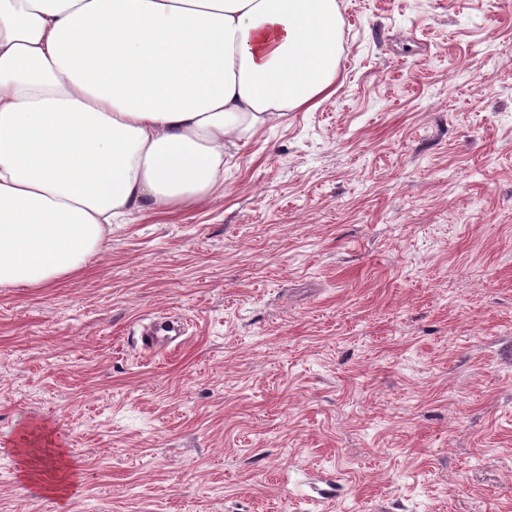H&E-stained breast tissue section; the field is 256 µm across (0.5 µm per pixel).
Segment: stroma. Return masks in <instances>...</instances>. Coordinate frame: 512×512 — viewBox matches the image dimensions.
I'll use <instances>...</instances> for the list:
<instances>
[{
	"instance_id": "obj_1",
	"label": "stroma",
	"mask_w": 512,
	"mask_h": 512,
	"mask_svg": "<svg viewBox=\"0 0 512 512\" xmlns=\"http://www.w3.org/2000/svg\"><path fill=\"white\" fill-rule=\"evenodd\" d=\"M337 3L333 96L0 288V512H512V0ZM173 333V334H172ZM180 330L173 324L162 323L151 325L141 332V345L142 348L148 351L159 350V346L172 342L174 337L179 336ZM55 469L58 473V478L55 474L56 477L52 482L42 483L40 481H34L28 469L26 468H24L22 472V478L34 490H37L42 493L46 492L54 494L56 496H62L66 492L67 485L69 482V468L67 462L63 459L61 455L58 456Z\"/></svg>"
}]
</instances>
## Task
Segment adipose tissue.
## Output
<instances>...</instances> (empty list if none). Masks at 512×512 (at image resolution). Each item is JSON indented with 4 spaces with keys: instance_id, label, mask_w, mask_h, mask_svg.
Instances as JSON below:
<instances>
[{
    "instance_id": "obj_1",
    "label": "adipose tissue",
    "mask_w": 512,
    "mask_h": 512,
    "mask_svg": "<svg viewBox=\"0 0 512 512\" xmlns=\"http://www.w3.org/2000/svg\"><path fill=\"white\" fill-rule=\"evenodd\" d=\"M336 0H0V287L204 203L224 150L336 91Z\"/></svg>"
}]
</instances>
